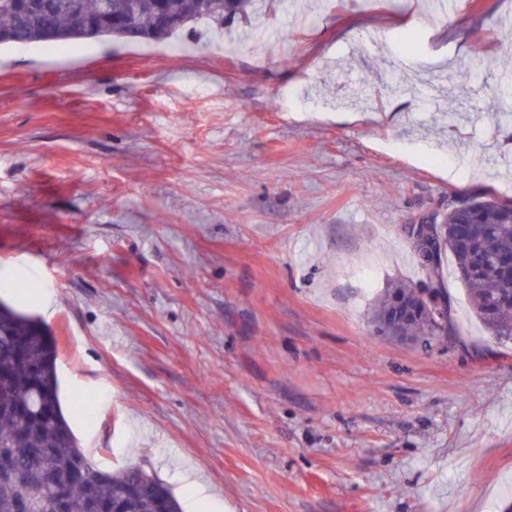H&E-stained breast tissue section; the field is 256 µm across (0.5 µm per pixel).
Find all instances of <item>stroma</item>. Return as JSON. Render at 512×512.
I'll return each instance as SVG.
<instances>
[{
    "mask_svg": "<svg viewBox=\"0 0 512 512\" xmlns=\"http://www.w3.org/2000/svg\"><path fill=\"white\" fill-rule=\"evenodd\" d=\"M423 2L303 0L264 20L288 39L235 55L0 49V280L57 295L88 456L179 499L191 470L197 512H472L512 479V342L453 255L447 336L369 322L391 281L428 283L406 225L512 200V0Z\"/></svg>",
    "mask_w": 512,
    "mask_h": 512,
    "instance_id": "stroma-1",
    "label": "stroma"
}]
</instances>
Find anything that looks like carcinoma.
<instances>
[{
    "mask_svg": "<svg viewBox=\"0 0 512 512\" xmlns=\"http://www.w3.org/2000/svg\"><path fill=\"white\" fill-rule=\"evenodd\" d=\"M181 22L168 29L159 22L158 3ZM284 0H109V15L126 21V32L103 27L92 35L87 18L94 14L92 0H49L45 13L24 12L17 0H0V45L63 46L76 50L89 40L111 38L130 42H165L203 23L224 32L233 42L243 34L224 28L236 17L258 13L260 4L270 12L281 11ZM462 207L448 210L431 223L434 257L422 267L428 282L442 278V253L450 251L456 271L476 315L501 341L512 340V202L489 195L461 197ZM36 303L39 286L23 281L0 283ZM436 298L438 288H416L393 282L371 311L376 332L409 336L415 342H431L437 332L424 298ZM400 296L421 307L420 316L395 322L389 316L392 300ZM57 343L42 322L20 314L0 301V512H180L171 489L139 467L116 473L88 457L63 414L58 395ZM25 471L26 482L13 483L8 472Z\"/></svg>",
    "mask_w": 512,
    "mask_h": 512,
    "instance_id": "carcinoma-1",
    "label": "carcinoma"
}]
</instances>
